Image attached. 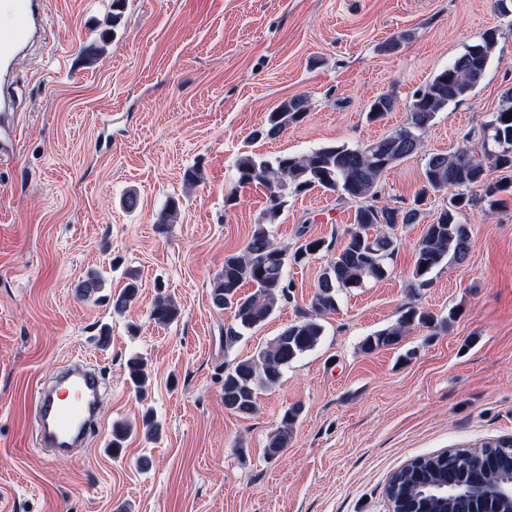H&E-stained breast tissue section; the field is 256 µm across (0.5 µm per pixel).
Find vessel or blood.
<instances>
[{
  "mask_svg": "<svg viewBox=\"0 0 512 512\" xmlns=\"http://www.w3.org/2000/svg\"><path fill=\"white\" fill-rule=\"evenodd\" d=\"M45 0H0V69L11 63L35 33L47 25ZM16 130L0 100V158L12 154ZM101 382L87 368L65 373L54 387L34 392L33 414L44 446L66 451L82 444L98 416Z\"/></svg>",
  "mask_w": 512,
  "mask_h": 512,
  "instance_id": "vessel-or-blood-1",
  "label": "vessel or blood"
}]
</instances>
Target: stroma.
<instances>
[{
    "label": "stroma",
    "instance_id": "35a3bbf8",
    "mask_svg": "<svg viewBox=\"0 0 512 512\" xmlns=\"http://www.w3.org/2000/svg\"><path fill=\"white\" fill-rule=\"evenodd\" d=\"M47 2L43 44L13 66L18 136L0 162V512H388L386 483L410 460L512 438V188L468 210L467 258L432 270L415 294L417 242L448 203L429 196L419 223L397 227L387 277L338 292L318 345L260 391L247 418L224 407L225 368L300 320L356 202L317 190L287 197L277 239L326 247L288 265V301L232 348L233 313L211 299L225 255L242 250L267 201L260 184L237 187L240 151L375 141L406 124L416 90L498 29L481 84L439 112L422 151L376 184L379 203L411 206L428 154L480 146L512 89V13L496 0H128L93 55L112 0ZM398 35L399 49L382 52ZM386 93L394 110L367 120ZM293 96L308 99L305 120L249 142ZM190 168L201 172L191 186ZM130 190L132 211L121 204ZM171 198L179 213L161 233ZM129 271L140 291L117 315L108 298ZM93 273L102 286L82 296ZM161 294L181 310L166 327L150 318ZM410 304L457 318L450 330L417 326L398 345L361 352L364 336ZM134 356L150 374L142 395L128 379ZM77 358L104 377L98 425L84 448L50 457L32 433V394ZM295 404L292 441L267 456L269 434ZM148 408L153 433L141 425ZM118 420L134 432L115 456Z\"/></svg>",
    "mask_w": 512,
    "mask_h": 512
}]
</instances>
